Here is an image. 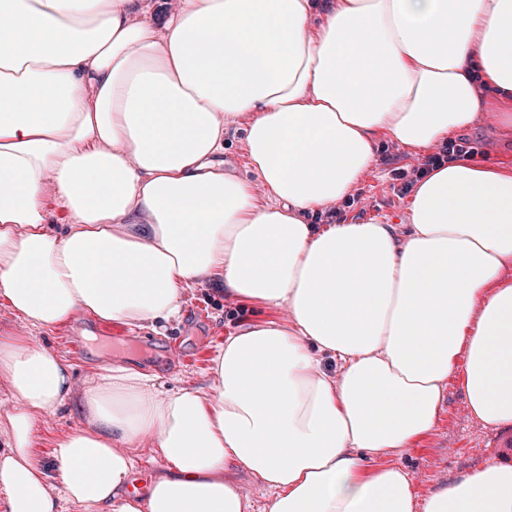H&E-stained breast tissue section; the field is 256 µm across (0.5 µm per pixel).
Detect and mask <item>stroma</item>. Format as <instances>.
Instances as JSON below:
<instances>
[{"label":"stroma","mask_w":512,"mask_h":512,"mask_svg":"<svg viewBox=\"0 0 512 512\" xmlns=\"http://www.w3.org/2000/svg\"><path fill=\"white\" fill-rule=\"evenodd\" d=\"M503 105L490 103L475 125L463 136L474 149L470 160L475 164L512 167V128L501 117ZM422 155L393 139L380 140L375 162L356 183L354 206L339 201L335 209L339 218L358 221L400 223L408 203L398 197L401 173L410 171ZM186 302L177 320L153 329L125 326L126 334L141 337L142 345L123 356V364L154 376L161 390L186 384L206 386L211 358L227 336L238 327L262 321L252 304L236 300L204 284L185 296ZM78 330L82 344L72 349L64 336L69 329ZM25 334L56 352L71 365L77 383L98 373L102 361L109 358L116 344L105 331L104 322L78 315L50 330L29 326L0 306V335ZM77 408L64 404L44 416L37 424L32 455L43 464L52 462V442L60 434L81 426ZM512 448V434H501L483 426L470 416L460 375L448 381L443 409L435 428L420 438L414 447L395 456V463L408 470L419 496H427L437 485L455 476L484 466L500 449Z\"/></svg>","instance_id":"35a3bbf8"}]
</instances>
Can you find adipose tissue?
<instances>
[{"instance_id":"ef3b65f1","label":"adipose tissue","mask_w":512,"mask_h":512,"mask_svg":"<svg viewBox=\"0 0 512 512\" xmlns=\"http://www.w3.org/2000/svg\"><path fill=\"white\" fill-rule=\"evenodd\" d=\"M491 95L512 108V0H0V304L152 327L211 283L287 310L227 337L205 391L120 363L79 386L0 336L9 512H512V451L423 498L389 461L457 372L512 430V168L431 170L401 224L308 221L380 138L430 148ZM238 123L253 183L220 159ZM68 400L85 424L51 473L36 423ZM135 448L166 463L142 486Z\"/></svg>"}]
</instances>
